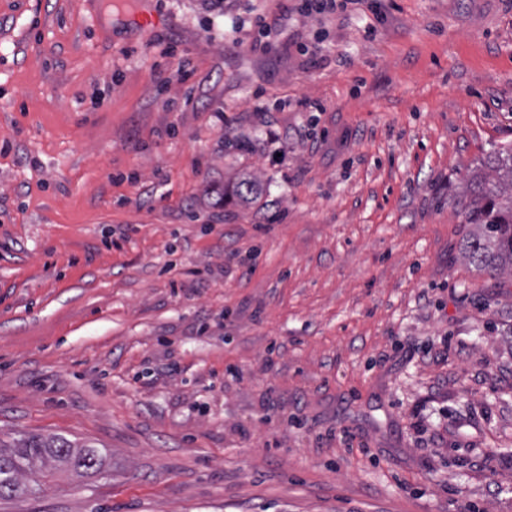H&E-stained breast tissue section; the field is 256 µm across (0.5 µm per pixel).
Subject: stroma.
Segmentation results:
<instances>
[{"instance_id": "obj_1", "label": "stroma", "mask_w": 512, "mask_h": 512, "mask_svg": "<svg viewBox=\"0 0 512 512\" xmlns=\"http://www.w3.org/2000/svg\"><path fill=\"white\" fill-rule=\"evenodd\" d=\"M139 2L0 0V512H512V0ZM466 223L476 231L464 242V256L480 270L512 272V148L502 149L466 184ZM104 462L96 448L77 446L55 434L22 433L8 444L0 440V498L39 493L52 469L81 475L101 470ZM31 463H36L35 469Z\"/></svg>"}]
</instances>
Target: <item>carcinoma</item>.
Returning a JSON list of instances; mask_svg holds the SVG:
<instances>
[{
	"label": "carcinoma",
	"instance_id": "carcinoma-1",
	"mask_svg": "<svg viewBox=\"0 0 512 512\" xmlns=\"http://www.w3.org/2000/svg\"><path fill=\"white\" fill-rule=\"evenodd\" d=\"M466 223L476 231L464 242V256L479 270L512 271V148L490 158L466 184ZM104 457L55 434L22 433L0 441V498L35 495L52 470L79 475L99 471Z\"/></svg>",
	"mask_w": 512,
	"mask_h": 512
}]
</instances>
